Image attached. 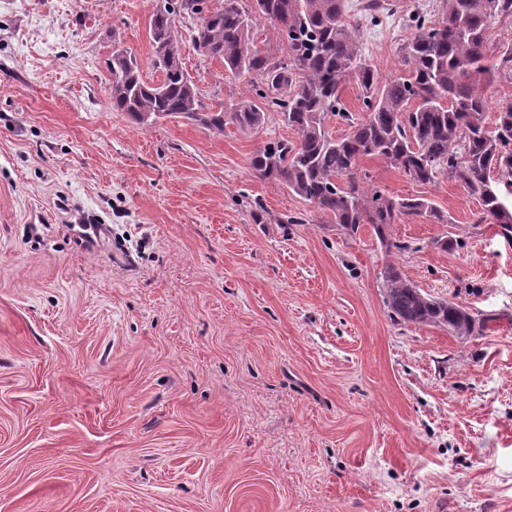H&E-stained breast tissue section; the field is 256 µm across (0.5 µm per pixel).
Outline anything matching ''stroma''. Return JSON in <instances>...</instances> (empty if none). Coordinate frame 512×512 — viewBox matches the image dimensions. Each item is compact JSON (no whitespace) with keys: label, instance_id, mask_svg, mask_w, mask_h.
<instances>
[{"label":"stroma","instance_id":"1","mask_svg":"<svg viewBox=\"0 0 512 512\" xmlns=\"http://www.w3.org/2000/svg\"><path fill=\"white\" fill-rule=\"evenodd\" d=\"M395 2L371 25L346 0L383 82L436 4ZM149 22L147 0H0V512H512V239L379 158L371 184L441 216L346 231L253 175L294 136L276 112L217 133L113 111V42L160 78ZM193 26L204 101L253 98ZM390 265L482 334L394 320Z\"/></svg>","mask_w":512,"mask_h":512}]
</instances>
